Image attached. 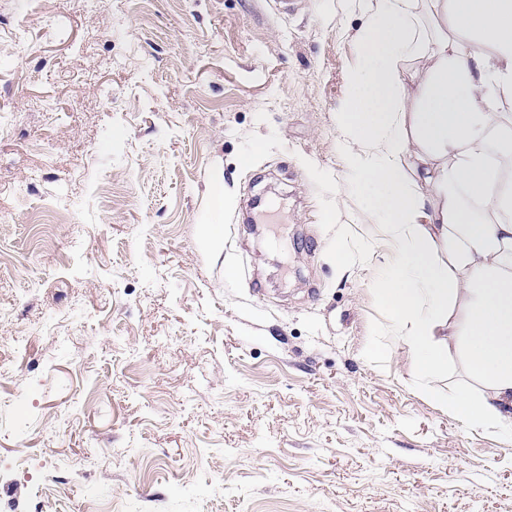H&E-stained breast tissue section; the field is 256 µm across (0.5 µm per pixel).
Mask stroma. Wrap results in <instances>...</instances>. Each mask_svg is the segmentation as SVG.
Instances as JSON below:
<instances>
[{
  "label": "stroma",
  "mask_w": 512,
  "mask_h": 512,
  "mask_svg": "<svg viewBox=\"0 0 512 512\" xmlns=\"http://www.w3.org/2000/svg\"><path fill=\"white\" fill-rule=\"evenodd\" d=\"M363 21L0 0V512H512V442L387 329L340 146Z\"/></svg>",
  "instance_id": "35a3bbf8"
}]
</instances>
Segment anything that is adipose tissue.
Returning a JSON list of instances; mask_svg holds the SVG:
<instances>
[{"instance_id":"obj_1","label":"adipose tissue","mask_w":512,"mask_h":512,"mask_svg":"<svg viewBox=\"0 0 512 512\" xmlns=\"http://www.w3.org/2000/svg\"><path fill=\"white\" fill-rule=\"evenodd\" d=\"M339 127L383 234L380 293L423 376L462 346L481 391L441 397L512 439V0H366ZM415 57L422 80L406 79Z\"/></svg>"}]
</instances>
